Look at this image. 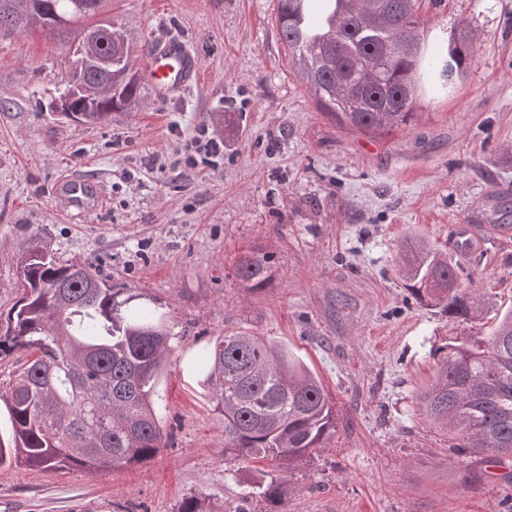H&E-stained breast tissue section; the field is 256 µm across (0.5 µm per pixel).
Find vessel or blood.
<instances>
[{"label":"vessel or blood","instance_id":"vessel-or-blood-1","mask_svg":"<svg viewBox=\"0 0 512 512\" xmlns=\"http://www.w3.org/2000/svg\"><path fill=\"white\" fill-rule=\"evenodd\" d=\"M199 64L187 45L178 39L159 44L148 56L145 74L157 93L165 94L196 82ZM65 208L85 213L100 208L103 193L97 184L81 177H69L58 186Z\"/></svg>","mask_w":512,"mask_h":512}]
</instances>
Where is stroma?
Returning a JSON list of instances; mask_svg holds the SVG:
<instances>
[{
    "mask_svg": "<svg viewBox=\"0 0 512 512\" xmlns=\"http://www.w3.org/2000/svg\"><path fill=\"white\" fill-rule=\"evenodd\" d=\"M146 64L164 38L197 54L200 79L174 97L143 86L132 112L62 119L68 42L0 31V312L21 295L17 257L41 241L61 262L92 263L166 316L169 362L157 382L166 448L111 472L0 468V512H208L248 505L267 470L224 453V418L204 379L224 333L288 345L320 378L337 429L294 465L284 512H512L500 466L449 450L418 407L431 348L488 330L512 309V0H416L423 56L467 28L474 57L390 132L338 126L291 61L276 0H106ZM70 174L101 186L80 216L55 196ZM475 243L461 251V227ZM460 262L481 297L461 323L420 306L397 281L405 235ZM273 277L241 288L246 252Z\"/></svg>",
    "mask_w": 512,
    "mask_h": 512,
    "instance_id": "obj_1",
    "label": "stroma"
}]
</instances>
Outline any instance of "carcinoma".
Here are the masks:
<instances>
[{"instance_id":"1","label":"carcinoma","mask_w":512,"mask_h":512,"mask_svg":"<svg viewBox=\"0 0 512 512\" xmlns=\"http://www.w3.org/2000/svg\"><path fill=\"white\" fill-rule=\"evenodd\" d=\"M30 0H0V30L41 28L67 39L72 30L51 27L29 9ZM339 13L319 39L302 24L310 0H277L281 39L303 68L319 103L339 125L360 132L391 131L414 119L420 21L414 0H324ZM89 10L76 17L99 34L100 51L136 63V46L110 45ZM473 54L454 38L448 58L427 57L428 70L451 82ZM125 67L112 70V75ZM87 65V83L108 75ZM141 96L137 77L117 85L103 116L131 111ZM22 296L0 318V356L23 350L29 358L0 390L11 442L0 445V467L22 464L46 471L94 472L139 467L165 447L157 412V379L169 351L164 316L123 300L88 263L59 262L36 240L18 261ZM398 274L417 302L451 319L478 312L475 291L464 288L460 269L423 238L405 240L397 253ZM243 288L272 279L266 255L251 251L234 266ZM434 381L417 399L427 417L454 435L455 454L483 457L494 466L512 459V310L486 336L450 342L432 350ZM206 382L215 410L224 416V453L263 459L274 473L253 482L254 495L281 512L291 465L336 431L335 406L320 379L298 356L264 336L234 332L218 338L208 354Z\"/></svg>"}]
</instances>
